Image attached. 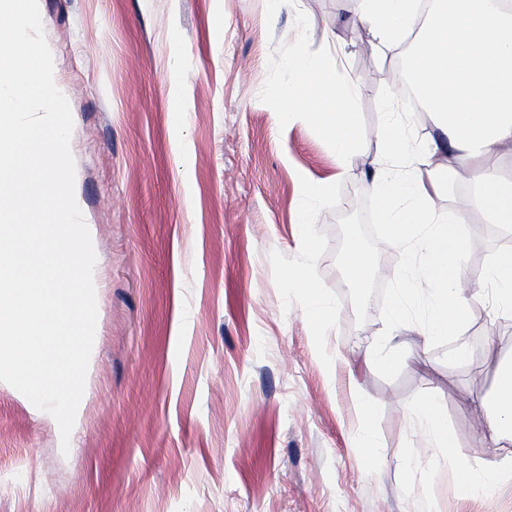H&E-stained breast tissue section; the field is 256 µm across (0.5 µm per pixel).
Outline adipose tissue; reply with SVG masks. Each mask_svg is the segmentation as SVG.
<instances>
[{
    "instance_id": "ef3b65f1",
    "label": "adipose tissue",
    "mask_w": 512,
    "mask_h": 512,
    "mask_svg": "<svg viewBox=\"0 0 512 512\" xmlns=\"http://www.w3.org/2000/svg\"><path fill=\"white\" fill-rule=\"evenodd\" d=\"M362 2L360 22L381 44L414 40L407 68L440 131L420 160L433 185H441L454 159L482 160L500 147H512V0H431L425 15L419 12L420 0ZM283 66L289 75L281 87L288 103L284 121L311 115L337 156L348 157L358 137L353 84L317 66L300 42ZM379 136L383 151L367 176L384 228L396 247L422 258L421 278L406 279L395 292L393 318L403 319L421 279L429 291L427 320L416 332L419 339L456 334L471 305L486 296L494 311L511 314L512 245L501 247L490 260L483 290L463 292L459 275L473 246L464 225L465 207L444 218L432 216L426 187L396 167L408 158L403 129L387 117ZM478 196L493 223L512 225L511 183L485 173ZM496 376L497 390L483 418L485 436L495 446L512 441V361L498 363Z\"/></svg>"
}]
</instances>
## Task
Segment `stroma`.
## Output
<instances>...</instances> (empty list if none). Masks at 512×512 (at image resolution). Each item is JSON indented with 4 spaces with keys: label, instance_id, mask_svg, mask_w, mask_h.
<instances>
[{
    "label": "stroma",
    "instance_id": "1",
    "mask_svg": "<svg viewBox=\"0 0 512 512\" xmlns=\"http://www.w3.org/2000/svg\"><path fill=\"white\" fill-rule=\"evenodd\" d=\"M38 5L73 117L98 336L74 451L0 382V512H512V443L491 447L479 426L494 367L512 359V316L476 304L458 335L380 342L406 263L363 174L386 107L411 153L435 133L432 113L401 102L405 45L380 47L360 0ZM299 40L358 90L348 158L310 118L281 120L282 61ZM486 167L512 182V149L453 161L428 198L439 217L467 205L479 276L511 234L477 200ZM330 178L301 227L303 184ZM353 243L373 259L357 292L342 267ZM296 269L325 292V321L290 286ZM463 343L472 355L458 363ZM363 401L375 461L358 446ZM426 401L454 437L440 455L413 413ZM465 462L496 465L491 500L461 495Z\"/></svg>",
    "mask_w": 512,
    "mask_h": 512
}]
</instances>
